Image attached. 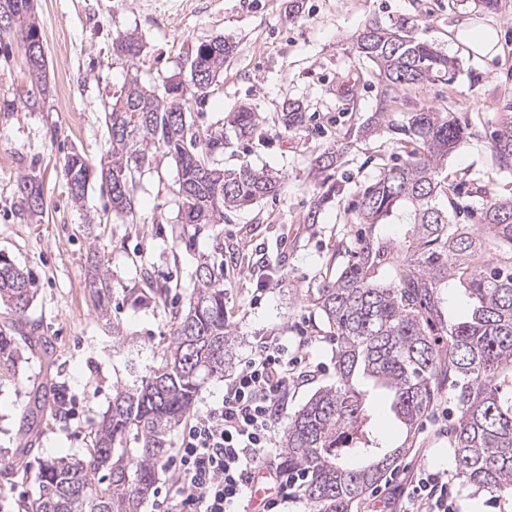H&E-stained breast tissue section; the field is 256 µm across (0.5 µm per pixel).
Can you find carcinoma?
<instances>
[{
  "label": "carcinoma",
  "mask_w": 512,
  "mask_h": 512,
  "mask_svg": "<svg viewBox=\"0 0 512 512\" xmlns=\"http://www.w3.org/2000/svg\"><path fill=\"white\" fill-rule=\"evenodd\" d=\"M32 14L33 0H0V18H12L3 25L15 29L24 45L39 43L28 60L27 101L35 104L44 91L47 61ZM355 41L358 55L378 68L383 83L363 134L386 126L400 135L397 145L406 155L363 190L356 220L388 224L404 219L409 228L398 255L384 241L361 238L352 262L312 293V304L335 336L336 385L316 392L288 420L282 465L290 472L305 471L300 493L315 512H352L367 490L395 468L419 422L448 389L459 411L448 430L457 476L495 498H512V256L483 259L488 240L512 253V198H489L477 229L452 223L436 198L446 196L455 213L466 208L441 172L448 155L466 141L467 130L453 113L424 107L395 124L391 107L405 86L450 81L456 61L413 39L406 20L387 26L372 18ZM112 47L128 59L142 50L132 34L118 37ZM233 50L232 42L215 38L198 45L191 59L203 77L214 81ZM184 95L203 101L207 92L193 85L191 76L168 81L162 95L135 76L128 79L104 107L109 134L104 158L96 165L78 153L65 159L71 199L82 201L90 182L98 179L108 188L112 211L136 217V188L149 170L153 149L176 165L178 239L186 245L206 226L220 223L224 212L277 195L281 183L275 173L247 163L224 168V141L192 129L180 111ZM282 121L290 128L302 126L300 105H286ZM227 124L247 135L256 127L255 113L241 108ZM492 153L499 168L512 169L511 112L505 113ZM14 194L17 214L41 223V186L23 177ZM222 255L219 243L215 257L197 264L188 304L158 351L157 365L113 386L112 401L88 433L83 457L63 455L40 463L37 494L23 501L22 512H141L169 455L172 432L201 387L224 373L232 329L224 308ZM387 266L394 269L388 283L380 277ZM450 283L463 287L471 301L469 315L454 322L445 319L441 301V289ZM90 288L100 312H108L111 278L100 264L91 268ZM161 295L145 269L129 289V297L143 305ZM33 298L29 274L0 253V308L11 315L8 328H0V381L35 357L53 356L50 338L28 320ZM362 379L389 393L390 409L406 429L404 442L393 449L373 436ZM49 397L63 399L52 384L30 392L23 418L27 429L42 420ZM30 454L29 448H16L10 458L0 456V475L11 478L14 466Z\"/></svg>",
  "instance_id": "cac0c4a2"
}]
</instances>
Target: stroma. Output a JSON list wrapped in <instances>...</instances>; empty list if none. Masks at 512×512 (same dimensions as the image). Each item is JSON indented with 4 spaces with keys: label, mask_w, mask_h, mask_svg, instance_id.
Here are the masks:
<instances>
[{
    "label": "stroma",
    "mask_w": 512,
    "mask_h": 512,
    "mask_svg": "<svg viewBox=\"0 0 512 512\" xmlns=\"http://www.w3.org/2000/svg\"><path fill=\"white\" fill-rule=\"evenodd\" d=\"M34 5L48 62L39 107L26 101L30 77L20 40L15 31L0 30V252L29 272L35 294L28 318L50 336L54 355L52 363L32 360L13 381L0 384V448L33 446L28 475L0 480V512H20L22 501L35 495L40 461L82 454L117 380L128 379L130 368L155 365L175 316L186 307L191 275L216 242L224 244V300L233 337L223 374L204 385L198 402L220 398L225 378L239 371L263 337L287 338L289 349L304 358L306 375L291 382L280 427H287L289 416L315 392L335 385L336 344L310 294L352 260L362 236L395 245L406 232L402 224L356 221L364 188L404 160L390 131L359 132L381 90L378 69L353 46L366 20H413V38L457 62L451 82L407 86L393 105L397 114L422 105L450 112L466 126V142L443 170L466 204L453 222L479 224L487 195L512 196V170L498 168L490 149L504 106H512V0H498L494 9L482 0H35ZM467 17L498 33L493 58L450 41L452 29ZM126 33L142 44L133 60L112 49L113 40ZM219 36L235 43V53L208 100L192 106L188 118L204 131L239 108L255 112V134L230 138L224 164L248 163L278 173V195L249 210L225 213L189 247L172 239L177 169L162 152H154L140 181L136 218L112 212L98 182L82 202H72L64 161L75 151L93 163L104 157L109 139L103 109L113 93L133 76L147 87H161L184 70L188 53ZM289 102L300 104L305 114L300 129H286L277 120ZM344 141L349 147L335 167L315 171L313 159ZM22 176L35 177L42 186L41 223H27L14 211L15 184ZM331 185L336 191L317 223H306L308 210ZM95 262L108 269L112 281L105 315L95 307L88 283ZM140 262L168 289L159 302L136 305L127 297ZM47 376L64 390L67 402L34 431L22 433L29 393ZM368 402L379 442L398 446L402 431L384 392L370 390ZM457 416L452 395L443 394L439 410L422 422L399 461L397 478H386L378 494L367 495L354 512H376L380 506L400 512L403 492L418 473L453 474L448 426ZM452 491L456 512H512L511 499L492 497L460 479H453Z\"/></svg>",
    "instance_id": "stroma-1"
}]
</instances>
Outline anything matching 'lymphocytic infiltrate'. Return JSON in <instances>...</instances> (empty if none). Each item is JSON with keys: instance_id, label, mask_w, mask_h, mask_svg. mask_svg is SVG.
<instances>
[{"instance_id": "lymphocytic-infiltrate-1", "label": "lymphocytic infiltrate", "mask_w": 512, "mask_h": 512, "mask_svg": "<svg viewBox=\"0 0 512 512\" xmlns=\"http://www.w3.org/2000/svg\"><path fill=\"white\" fill-rule=\"evenodd\" d=\"M300 363L287 340H262L225 383L221 400L192 415L164 463L176 481L156 490L164 512H247L248 486L264 467L277 485L263 512H282L301 478L267 467L266 458L277 446L288 383ZM450 498L447 480L424 473L407 492L403 512H452Z\"/></svg>"}]
</instances>
